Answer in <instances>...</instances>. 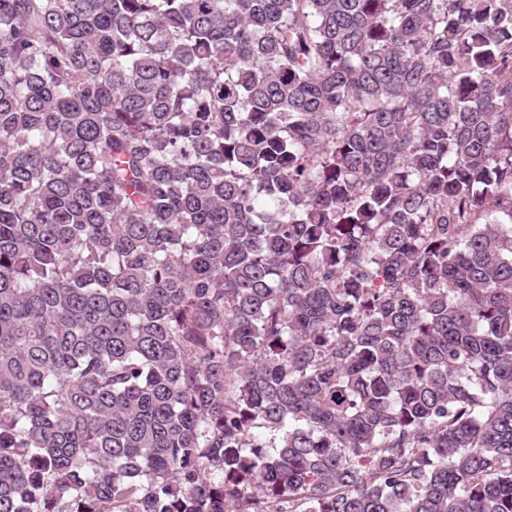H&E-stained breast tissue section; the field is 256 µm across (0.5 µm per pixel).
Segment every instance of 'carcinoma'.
<instances>
[{
    "label": "carcinoma",
    "mask_w": 512,
    "mask_h": 512,
    "mask_svg": "<svg viewBox=\"0 0 512 512\" xmlns=\"http://www.w3.org/2000/svg\"><path fill=\"white\" fill-rule=\"evenodd\" d=\"M0 512H512V0H0Z\"/></svg>",
    "instance_id": "obj_1"
}]
</instances>
